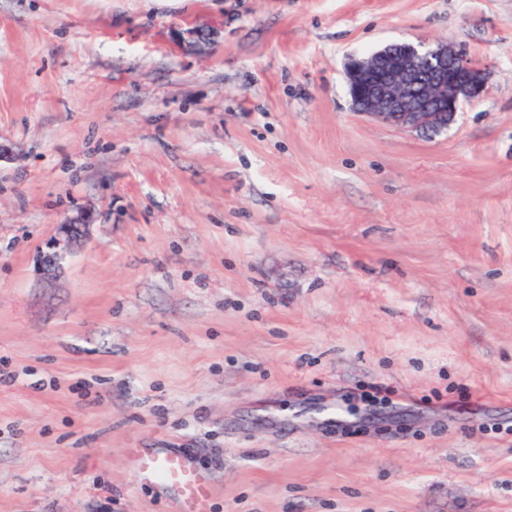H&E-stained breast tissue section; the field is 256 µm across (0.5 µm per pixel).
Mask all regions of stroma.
Instances as JSON below:
<instances>
[{
	"instance_id": "stroma-1",
	"label": "stroma",
	"mask_w": 512,
	"mask_h": 512,
	"mask_svg": "<svg viewBox=\"0 0 512 512\" xmlns=\"http://www.w3.org/2000/svg\"><path fill=\"white\" fill-rule=\"evenodd\" d=\"M449 40L441 134L344 63ZM0 512H512V0H0ZM90 233L56 283L34 258ZM90 225L86 222L58 224L55 234L36 253V271L47 279L56 277L73 254L74 245L88 235ZM127 458L137 480L156 487L177 512H209L214 478L188 454L178 448H128Z\"/></svg>"
}]
</instances>
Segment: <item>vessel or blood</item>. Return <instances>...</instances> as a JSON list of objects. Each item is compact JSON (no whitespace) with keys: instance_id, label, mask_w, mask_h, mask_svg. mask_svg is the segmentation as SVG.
Masks as SVG:
<instances>
[{"instance_id":"obj_1","label":"vessel or blood","mask_w":512,"mask_h":512,"mask_svg":"<svg viewBox=\"0 0 512 512\" xmlns=\"http://www.w3.org/2000/svg\"><path fill=\"white\" fill-rule=\"evenodd\" d=\"M127 458L137 480L156 487L177 512H209L214 478L188 454L176 448H131Z\"/></svg>"}]
</instances>
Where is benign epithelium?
Returning a JSON list of instances; mask_svg holds the SVG:
<instances>
[{
    "instance_id": "obj_1",
    "label": "benign epithelium",
    "mask_w": 512,
    "mask_h": 512,
    "mask_svg": "<svg viewBox=\"0 0 512 512\" xmlns=\"http://www.w3.org/2000/svg\"><path fill=\"white\" fill-rule=\"evenodd\" d=\"M344 70L357 112L428 135L447 129L464 106L478 102L486 91L484 68L448 41L397 43L351 55ZM88 230L85 222L57 225L36 253V271L47 279L57 276Z\"/></svg>"
}]
</instances>
